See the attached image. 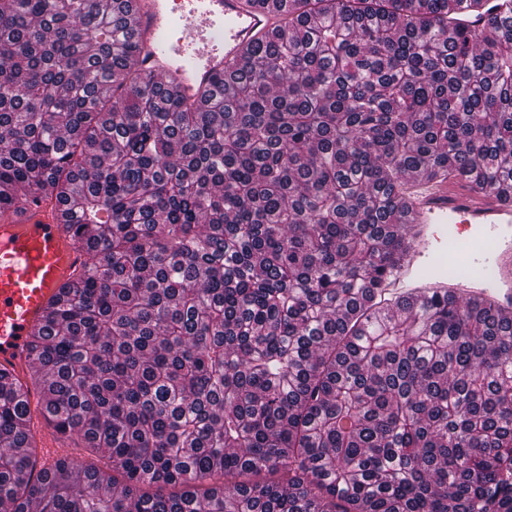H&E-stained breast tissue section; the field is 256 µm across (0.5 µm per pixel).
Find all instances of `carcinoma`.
<instances>
[{
  "label": "carcinoma",
  "mask_w": 512,
  "mask_h": 512,
  "mask_svg": "<svg viewBox=\"0 0 512 512\" xmlns=\"http://www.w3.org/2000/svg\"><path fill=\"white\" fill-rule=\"evenodd\" d=\"M133 2L0 0V207L55 199L89 254L0 373V504L512 512V315L383 290L408 178L512 203V0H273L193 101ZM33 391L112 468H37Z\"/></svg>",
  "instance_id": "obj_1"
}]
</instances>
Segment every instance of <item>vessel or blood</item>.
Returning a JSON list of instances; mask_svg holds the SVG:
<instances>
[{"label":"vessel or blood","instance_id":"1","mask_svg":"<svg viewBox=\"0 0 512 512\" xmlns=\"http://www.w3.org/2000/svg\"><path fill=\"white\" fill-rule=\"evenodd\" d=\"M283 25L282 13L246 0H181L177 8L169 0H138L129 18L146 73L168 80L187 99ZM406 190L413 245L386 291L449 288L512 313V204L438 177L417 178ZM464 223L471 236H461ZM87 261L51 200L0 213V372L27 375L32 336L61 286Z\"/></svg>","mask_w":512,"mask_h":512}]
</instances>
